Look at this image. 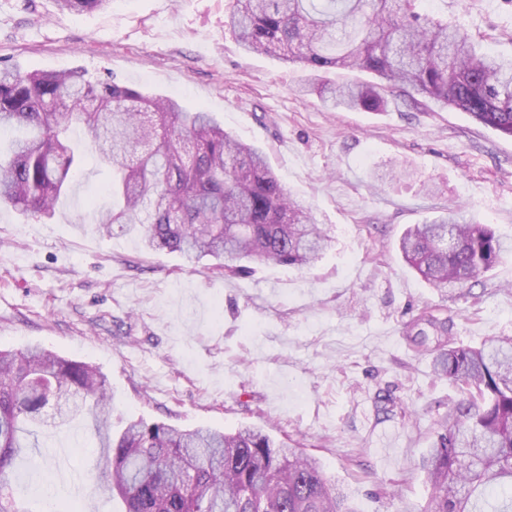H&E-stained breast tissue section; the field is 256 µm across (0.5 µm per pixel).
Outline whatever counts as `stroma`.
Here are the masks:
<instances>
[{
    "label": "stroma",
    "instance_id": "stroma-1",
    "mask_svg": "<svg viewBox=\"0 0 512 512\" xmlns=\"http://www.w3.org/2000/svg\"><path fill=\"white\" fill-rule=\"evenodd\" d=\"M234 3L111 0L71 14L57 0H0V66L80 68L213 113L311 206L332 239L322 260L227 275L211 257L146 250L136 230L99 234L89 204L105 203V172L91 151L52 220L0 210V348L40 345L97 367L113 428L140 417L254 425L315 459L358 512H423L422 461L459 393L404 330L436 311L469 346L512 336V137L398 91L382 112L328 111L321 73L240 49L227 24ZM421 10L512 57V0H423ZM394 161L412 180L378 185ZM456 201L505 250L478 285L450 292L425 282L398 240ZM24 442L15 488L30 512L48 500L120 512L94 480L104 450L91 419L32 428Z\"/></svg>",
    "mask_w": 512,
    "mask_h": 512
}]
</instances>
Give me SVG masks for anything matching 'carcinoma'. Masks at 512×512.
I'll list each match as a JSON object with an SVG mask.
<instances>
[{
	"label": "carcinoma",
	"instance_id": "cac0c4a2",
	"mask_svg": "<svg viewBox=\"0 0 512 512\" xmlns=\"http://www.w3.org/2000/svg\"><path fill=\"white\" fill-rule=\"evenodd\" d=\"M109 2L58 0L70 13ZM420 2L236 0L229 25L248 53L380 78L326 82L319 95L330 108L379 112L389 90L409 88L512 137V60L479 49L464 26L421 13ZM75 125L110 172L109 205L91 211L107 234L138 224L146 248L222 259L228 275L253 263L309 267L328 245L308 205L211 113L80 69L0 67V206L54 217L84 159L70 137ZM399 250L436 288L476 281L503 252L463 203L407 228ZM406 335L463 393L448 404L424 460L426 512H512V339L458 345L453 320L431 312ZM50 393L53 423L91 415L106 448L98 478L122 512H356L315 461L255 428L183 430L139 418L112 435L104 375L38 346L0 348V512H28L13 488V461L24 427L45 422Z\"/></svg>",
	"mask_w": 512,
	"mask_h": 512
}]
</instances>
